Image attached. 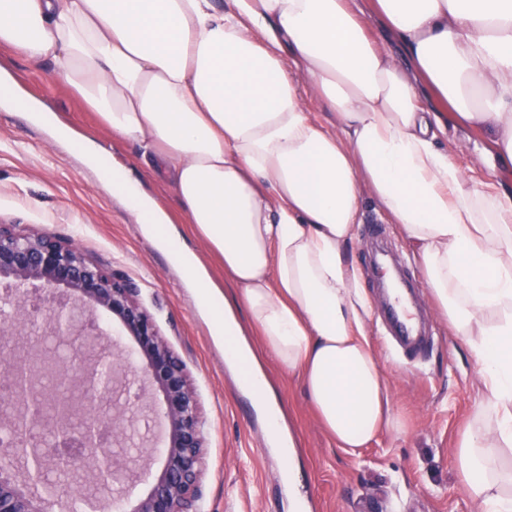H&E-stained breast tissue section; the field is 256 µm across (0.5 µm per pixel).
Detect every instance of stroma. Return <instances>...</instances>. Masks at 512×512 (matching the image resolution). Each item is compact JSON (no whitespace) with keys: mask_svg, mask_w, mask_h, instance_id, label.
<instances>
[{"mask_svg":"<svg viewBox=\"0 0 512 512\" xmlns=\"http://www.w3.org/2000/svg\"><path fill=\"white\" fill-rule=\"evenodd\" d=\"M19 91L52 107L78 134L108 150L110 163L126 167L145 190L175 207L162 168H148L137 145L113 142L110 131L67 88L52 65L32 66L0 49ZM487 135H462L454 161L469 181L494 177L512 190V164L488 174L483 156ZM375 222L396 267L419 283V304L433 340L425 357H400L383 321L384 295L368 260L372 239L364 225ZM0 224L48 234L78 244L87 258L120 274L139 290V300L185 363L200 395L208 453L201 512H289L283 465L264 443V419L255 397L239 392L224 362V345L212 334L181 274L142 230L136 214L113 196L78 148L55 138L29 113L0 98ZM413 244L389 223L371 194H364L362 222L355 227L349 261L358 268L372 305L368 330L386 375L395 414L403 427L384 434L352 458L331 446L298 376L274 359L271 383L300 442L294 462L300 490L313 512H474L452 458V448L484 394L473 361L452 336L416 262Z\"/></svg>","mask_w":512,"mask_h":512,"instance_id":"35a3bbf8","label":"stroma"}]
</instances>
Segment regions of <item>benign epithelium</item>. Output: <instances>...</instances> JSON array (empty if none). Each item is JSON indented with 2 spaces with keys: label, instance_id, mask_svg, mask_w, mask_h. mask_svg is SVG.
<instances>
[{
  "label": "benign epithelium",
  "instance_id": "7a95c632",
  "mask_svg": "<svg viewBox=\"0 0 512 512\" xmlns=\"http://www.w3.org/2000/svg\"><path fill=\"white\" fill-rule=\"evenodd\" d=\"M0 331L41 328L43 337L24 349L0 346V375L11 385L13 402L0 409V431L11 434L0 448V512H51L59 496L31 490L14 447L40 450L41 469L91 476L105 484L112 466L113 512H200L206 451L199 393L186 365L162 336L140 303L138 288L123 276L90 262L75 246L45 234H27L0 224ZM40 287L62 305L37 320L26 286ZM65 344L72 358L91 349L95 363L80 379L83 398L74 403L69 365L55 364L45 374L44 337ZM122 391L124 403L112 402V421L147 416L161 430V460L152 449H139V460H121L123 431L111 429L100 408ZM147 489L136 493L132 486Z\"/></svg>",
  "mask_w": 512,
  "mask_h": 512
}]
</instances>
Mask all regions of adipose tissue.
<instances>
[{
  "label": "adipose tissue",
  "instance_id": "1",
  "mask_svg": "<svg viewBox=\"0 0 512 512\" xmlns=\"http://www.w3.org/2000/svg\"><path fill=\"white\" fill-rule=\"evenodd\" d=\"M0 47L51 63L165 169L236 300L171 211L79 140L196 288L225 361L267 405L271 352L350 456L397 425L347 259L369 189L483 382L453 448L466 494L512 512V192L465 181L442 118L512 163V0H0ZM306 83L338 132L307 112Z\"/></svg>",
  "mask_w": 512,
  "mask_h": 512
}]
</instances>
